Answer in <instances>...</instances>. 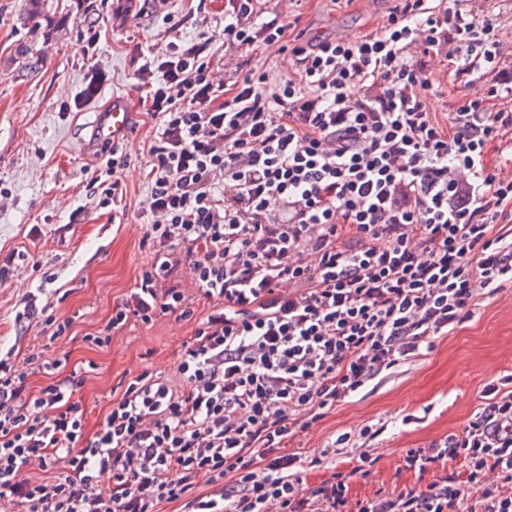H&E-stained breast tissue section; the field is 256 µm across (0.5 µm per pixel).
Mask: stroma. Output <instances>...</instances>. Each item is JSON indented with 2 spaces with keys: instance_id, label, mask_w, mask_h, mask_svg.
Listing matches in <instances>:
<instances>
[{
  "instance_id": "1",
  "label": "stroma",
  "mask_w": 512,
  "mask_h": 512,
  "mask_svg": "<svg viewBox=\"0 0 512 512\" xmlns=\"http://www.w3.org/2000/svg\"><path fill=\"white\" fill-rule=\"evenodd\" d=\"M392 0H295L291 11L309 36L341 28L356 36L387 19ZM192 0H0V351H8L26 388L48 381L31 356L68 355L86 369L79 398L87 432H95L111 400L142 370L170 374L196 327L168 315L151 325L132 324L110 346L89 342L107 325L113 308L133 288L153 251L143 241L150 220L144 208L145 138L156 119L143 112L134 88L141 54L170 37L197 38L200 21L213 36L216 61L232 57L271 75L288 73L279 47L250 49L224 39V0H206L195 15ZM178 22L170 32L165 17ZM129 103L136 131L120 145L128 167L120 175L127 210L120 220L99 207L88 182L97 163L86 151L96 112L111 100ZM72 318L66 335L52 336L39 318L17 323L22 299ZM512 373V288L484 299L472 317L436 339L421 359L382 373L327 411L308 432L295 436L307 484L320 483L326 467L313 459L327 442L363 425L383 426L374 442L375 465L350 483L355 499L418 484L404 466L409 448H425L461 433L484 402L486 385Z\"/></svg>"
}]
</instances>
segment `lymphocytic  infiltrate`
Wrapping results in <instances>:
<instances>
[{
	"label": "lymphocytic infiltrate",
	"mask_w": 512,
	"mask_h": 512,
	"mask_svg": "<svg viewBox=\"0 0 512 512\" xmlns=\"http://www.w3.org/2000/svg\"><path fill=\"white\" fill-rule=\"evenodd\" d=\"M471 2L396 0L382 31L295 45L279 80L226 73L206 35L143 56L154 257L90 342L167 315L197 327L173 375L142 371L91 435L81 374L34 395L0 358V512H512L511 374L461 433L407 449L419 482L390 495L348 496L380 429L325 446L355 463L314 486L287 449L512 285V66ZM257 4L225 0V40L283 42L290 22ZM439 52L472 91L444 117L426 105Z\"/></svg>",
	"instance_id": "obj_1"
}]
</instances>
